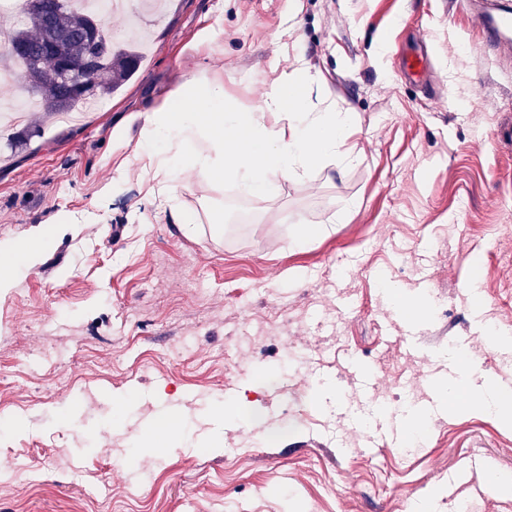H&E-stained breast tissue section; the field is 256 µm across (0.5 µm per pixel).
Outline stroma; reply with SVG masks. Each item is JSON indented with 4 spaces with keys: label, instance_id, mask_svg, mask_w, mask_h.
Wrapping results in <instances>:
<instances>
[{
    "label": "stroma",
    "instance_id": "stroma-1",
    "mask_svg": "<svg viewBox=\"0 0 512 512\" xmlns=\"http://www.w3.org/2000/svg\"><path fill=\"white\" fill-rule=\"evenodd\" d=\"M149 21L138 71L100 109L50 127L29 113L20 152L0 139V255L50 236L0 291V512H512L484 478L512 473V426L443 394L452 347L476 381H512V348L484 336L489 320L512 335V48L455 0H167ZM418 44L430 89L399 68ZM298 57L307 108L351 114V161L271 198L227 181L181 195L223 207L220 235L167 222L158 183L190 175L161 170L145 105L206 74L256 109ZM228 394L244 416L223 425ZM409 404L432 409L416 454L354 434V414ZM171 415L183 440L148 451Z\"/></svg>",
    "mask_w": 512,
    "mask_h": 512
}]
</instances>
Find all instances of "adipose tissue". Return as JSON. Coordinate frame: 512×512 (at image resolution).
Returning a JSON list of instances; mask_svg holds the SVG:
<instances>
[{
  "label": "adipose tissue",
  "instance_id": "obj_1",
  "mask_svg": "<svg viewBox=\"0 0 512 512\" xmlns=\"http://www.w3.org/2000/svg\"><path fill=\"white\" fill-rule=\"evenodd\" d=\"M269 112L286 113L287 129L267 124ZM351 130L350 113L306 111L296 70L272 85L261 112L225 108L221 79H187L171 99L151 108L141 135L163 141L203 180L227 178L247 195L269 198L281 183L348 160L343 147Z\"/></svg>",
  "mask_w": 512,
  "mask_h": 512
}]
</instances>
